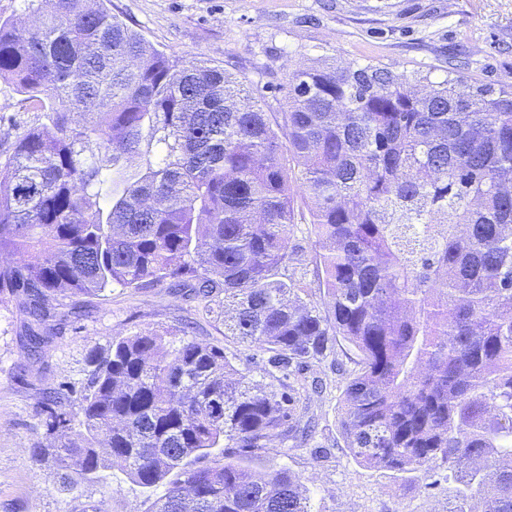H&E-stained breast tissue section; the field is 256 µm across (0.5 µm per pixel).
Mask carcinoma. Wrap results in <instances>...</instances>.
Instances as JSON below:
<instances>
[{
	"instance_id": "carcinoma-1",
	"label": "carcinoma",
	"mask_w": 512,
	"mask_h": 512,
	"mask_svg": "<svg viewBox=\"0 0 512 512\" xmlns=\"http://www.w3.org/2000/svg\"><path fill=\"white\" fill-rule=\"evenodd\" d=\"M24 9L37 26L0 18V82L46 121L0 161V296L22 298L30 348L57 293L190 282L224 308V336L290 380L250 385L166 330L115 336L77 415L50 399L54 444L32 456L70 488L114 466L164 487L149 512H317L269 454L308 435L303 371L342 340L353 460L400 477L445 465L446 512H512V83L325 57L288 73L278 111L104 0ZM296 224L314 234V289L292 273Z\"/></svg>"
}]
</instances>
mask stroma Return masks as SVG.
I'll return each instance as SVG.
<instances>
[{
    "label": "stroma",
    "instance_id": "obj_1",
    "mask_svg": "<svg viewBox=\"0 0 512 512\" xmlns=\"http://www.w3.org/2000/svg\"><path fill=\"white\" fill-rule=\"evenodd\" d=\"M108 7L155 48L205 59L270 101H284L289 72L321 56L381 63L434 81L452 71L495 89L512 79V0H110ZM20 100L0 83V154L11 146L13 125L34 119ZM55 303L49 337L32 352L19 302L0 300V512H82L99 503L106 512H147L149 491L120 469L106 483L72 490L60 484L51 462L32 458V447L53 442L46 392L83 389L89 352L106 351L113 337L135 331L189 330L241 367L248 352L225 339L222 319L166 282L97 296L64 294ZM349 356L341 347L308 368L307 377L326 386L308 402L315 427L304 442L282 443L274 464L301 477L316 512H443L453 489L446 468H435L429 481L404 482L351 459L337 413Z\"/></svg>",
    "mask_w": 512,
    "mask_h": 512
}]
</instances>
